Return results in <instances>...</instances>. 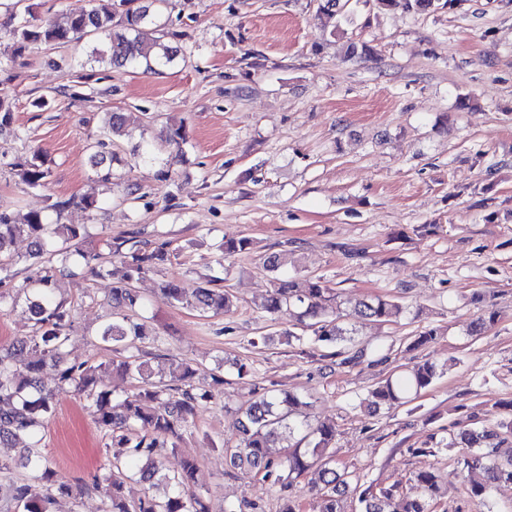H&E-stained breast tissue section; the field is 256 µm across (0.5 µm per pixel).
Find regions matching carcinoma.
I'll use <instances>...</instances> for the list:
<instances>
[{
    "mask_svg": "<svg viewBox=\"0 0 512 512\" xmlns=\"http://www.w3.org/2000/svg\"><path fill=\"white\" fill-rule=\"evenodd\" d=\"M93 7L72 15L65 24L50 20L34 23L9 13L12 40L11 56L34 46H62L84 37L103 39V48L95 51L94 61L112 68H131L144 74L173 61L177 49L165 42L168 33L159 23L164 0H92ZM384 10L402 8L408 12H426L453 8L457 0H375ZM127 117L122 112H109L103 134L110 138L125 134ZM17 176L31 189L46 184L49 169L39 151L13 164ZM18 237L31 240L32 250L25 259L32 276L27 281L33 288L26 295L29 312L34 320V335L19 339L0 350V447L23 439L22 448L27 478L11 481L7 487L15 512H51L56 497L73 496V488L50 467L39 451V431L56 407V394L72 389L86 401L95 425L108 438L105 456L91 488L103 499L104 512H209L204 498L191 485L197 482V461L185 455L179 469L172 473L162 470L158 457L166 448H179L184 435L195 428L198 409L213 398L212 389L224 384L216 375L212 384L195 383V371L182 359L171 360L168 378L154 380L148 363L136 355H124L128 339L148 336L145 325L133 321L126 311L134 310L140 297L132 286L134 280L155 272L169 259L168 244L151 249L137 241L109 244L110 252L120 256L124 272L112 282V303L116 309L112 322L97 331L98 339L114 357L98 365L65 362L66 347L74 327V306L54 296L57 275L81 276L88 264V255L69 244L84 237L83 228L74 224L51 223L41 212H31L22 224L0 214V258L5 265L15 262L7 253L8 246ZM159 294L170 303L190 306L203 316L228 314L235 307L233 296L220 285V279H209L188 298L175 283L164 281ZM337 295L326 280L312 277L305 286L296 287L293 280L274 278V287L262 303L271 315L299 310L298 321L313 329L307 338L292 330L284 332L288 341L300 346H322L329 352L324 359H340V364H355L362 352L355 350L354 330L348 328L343 314L334 312ZM402 307L379 297H363L353 305L354 315L368 321L390 322L400 315ZM497 321V312L483 310L471 324V331L487 330ZM52 362L60 367L57 385L46 388L39 381L44 366ZM135 381V391L120 399L100 388L99 371ZM438 365L426 361L413 367L403 378H388L368 395L366 412L377 414L407 403V395L429 387L437 377ZM308 402L277 382L254 390V397L241 402L233 413L238 442L225 447L231 468L242 474H260L271 482L282 500L281 512H301L293 495V485L306 481L316 492L318 512H346L348 492L358 494L360 512H430L431 504L440 492L439 476L430 470L418 471L407 483H393L376 488L363 485L359 477L338 467L331 452L336 439V425L319 421L300 420L301 408ZM507 419L495 427L477 424L449 434L444 448H464V468L484 473L481 482H473L470 498L486 502L489 489L500 483L512 484V455L499 458L501 446L512 437V400L499 403ZM139 477L144 482L169 486L170 493L160 499L150 492L134 501L121 494L123 479Z\"/></svg>",
    "mask_w": 512,
    "mask_h": 512,
    "instance_id": "carcinoma-1",
    "label": "carcinoma"
}]
</instances>
